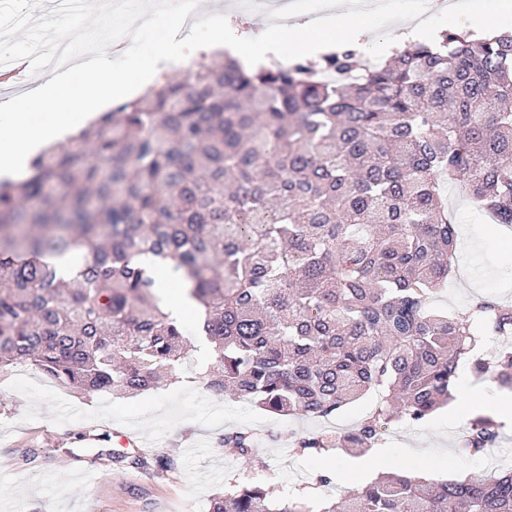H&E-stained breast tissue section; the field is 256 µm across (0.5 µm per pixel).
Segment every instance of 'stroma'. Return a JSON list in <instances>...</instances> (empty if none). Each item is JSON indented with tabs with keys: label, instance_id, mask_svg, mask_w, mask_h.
I'll return each instance as SVG.
<instances>
[{
	"label": "stroma",
	"instance_id": "stroma-1",
	"mask_svg": "<svg viewBox=\"0 0 512 512\" xmlns=\"http://www.w3.org/2000/svg\"><path fill=\"white\" fill-rule=\"evenodd\" d=\"M447 195L460 224L457 275L435 306L461 316L479 295L512 304V233L491 232L463 188L449 186ZM211 361L209 345H197L182 368L184 383L135 397L88 396L31 370L0 373V482L7 487L0 492V512H211L213 497L230 481L263 485L280 502L304 494L316 504L338 493L337 484L314 485L324 458L336 470L359 472L354 485L364 486L361 474L373 454L354 458L331 448L301 456L292 441L342 435L369 410L371 397L327 421L279 416L208 387L204 375ZM465 428L462 418L449 423L443 408L420 425L388 424L379 442L385 471L425 468L436 481L493 473L492 458L459 454ZM94 429L131 434L147 467L110 464L94 449L76 447V436ZM237 429L250 432L252 456L225 450V432ZM159 456L170 459V468L154 466Z\"/></svg>",
	"mask_w": 512,
	"mask_h": 512
}]
</instances>
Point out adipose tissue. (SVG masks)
<instances>
[{
  "label": "adipose tissue",
  "mask_w": 512,
  "mask_h": 512,
  "mask_svg": "<svg viewBox=\"0 0 512 512\" xmlns=\"http://www.w3.org/2000/svg\"><path fill=\"white\" fill-rule=\"evenodd\" d=\"M459 8L465 10L467 25L476 32L488 31L491 17L512 18V0H463L462 4L452 2L448 6L452 12ZM373 20L371 12L350 10L343 0H338L316 28L303 21L247 34L232 19H225L215 43L231 56L261 64L272 59L287 62L292 53L315 59L329 49L343 46L385 57L408 41L428 42L436 37L434 28L428 24L412 28L397 25L389 40L379 44L372 37ZM193 52V47L175 41L163 48L157 63L144 66L133 62L118 69L112 51L104 48L81 65L83 83H74L72 71L65 70L56 74L52 82L36 86L13 105L0 109V177L24 175L33 157L68 134L71 122L58 110V90L73 88L83 116L88 117L149 84L157 68H171Z\"/></svg>",
  "instance_id": "obj_1"
}]
</instances>
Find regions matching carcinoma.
<instances>
[{"label": "carcinoma", "instance_id": "cac0c4a2", "mask_svg": "<svg viewBox=\"0 0 512 512\" xmlns=\"http://www.w3.org/2000/svg\"><path fill=\"white\" fill-rule=\"evenodd\" d=\"M247 70L200 62L102 113L74 145L0 183V368L30 364L87 395L179 380L188 340L153 268L190 285L211 346L209 387L269 413L328 418L378 402L336 441L361 456L393 418L419 425L448 401L459 365L512 391V352L473 356L474 336H512V305L468 315L431 306L453 275L459 228L444 188L512 224V33L444 32L388 61L354 51ZM92 260L65 281L55 258ZM502 423L469 420L461 451L496 447ZM224 447L252 454L248 433ZM213 512H312L234 484ZM319 512H512V466L440 483L377 479Z\"/></svg>", "mask_w": 512, "mask_h": 512}]
</instances>
